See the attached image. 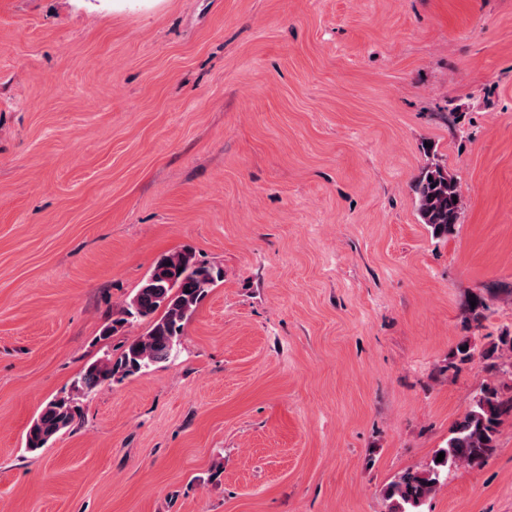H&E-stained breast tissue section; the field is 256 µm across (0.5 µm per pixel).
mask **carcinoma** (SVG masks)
Masks as SVG:
<instances>
[{
  "label": "carcinoma",
  "instance_id": "carcinoma-1",
  "mask_svg": "<svg viewBox=\"0 0 512 512\" xmlns=\"http://www.w3.org/2000/svg\"><path fill=\"white\" fill-rule=\"evenodd\" d=\"M421 223L432 237L447 239L456 232L464 207L457 181L434 164L424 168L410 185ZM224 281V270L199 262L190 248L159 255L147 275L120 306L116 317L105 325L102 336L110 337L125 327L145 323L147 329L129 341L116 360L104 358L87 365L73 383L82 396L95 393L106 382L144 372L167 363L180 345L185 325L203 299ZM476 306L467 307L466 321L479 328L487 304L481 296L473 297ZM489 362L498 373L512 370V334L498 337V342L478 349L468 336L462 338L448 357L447 370L458 372L475 357ZM82 416L77 398L70 394L49 400L29 426L25 447L36 452L47 447L59 434L76 425ZM512 417V386L502 382L487 383L470 395L465 412L448 432L442 461H431L423 470L400 473L385 490L389 512H423L448 474L460 467H481L497 451L498 434L503 422Z\"/></svg>",
  "mask_w": 512,
  "mask_h": 512
}]
</instances>
